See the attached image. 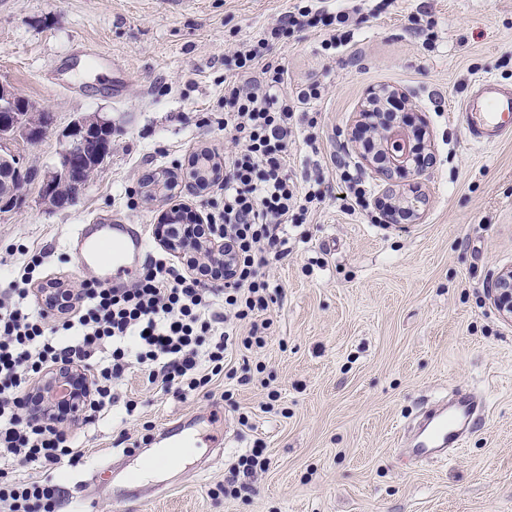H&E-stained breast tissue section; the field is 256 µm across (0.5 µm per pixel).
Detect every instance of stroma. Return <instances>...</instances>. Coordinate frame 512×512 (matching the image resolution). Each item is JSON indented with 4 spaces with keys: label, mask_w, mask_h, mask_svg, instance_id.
Masks as SVG:
<instances>
[{
    "label": "stroma",
    "mask_w": 512,
    "mask_h": 512,
    "mask_svg": "<svg viewBox=\"0 0 512 512\" xmlns=\"http://www.w3.org/2000/svg\"><path fill=\"white\" fill-rule=\"evenodd\" d=\"M289 0H0V84L50 112L35 145L18 143L23 166L46 169L60 135L81 113L111 117L112 152L77 201L55 208L39 183L21 206L0 211V287L17 277L24 244L43 254L41 282L78 287L93 278L68 241L77 225L115 219L141 225L144 259L156 256L159 216L183 202L203 218L223 192L146 199V176L185 173L190 157L223 158L224 55L271 28ZM432 21L433 46L414 19ZM353 42L324 55L319 34L275 45L288 81L326 85L318 154L290 149L293 178L322 176L332 190L309 212L288 258L265 270L280 284L263 347L233 350L235 379L185 397L146 389L138 374L118 387L136 398L69 430L88 456L65 467L58 512H82L77 486L97 512H512V322L489 298L498 272L512 268V139L483 149L467 139L460 106L479 77L512 87V0H363ZM92 44L124 66L128 86L113 98L110 72L79 56ZM406 90L433 133V158L420 179L427 196L418 223L375 224V209L350 216L333 155L357 165L372 196L381 186L347 141L368 89ZM471 388L486 402L463 447L447 459L406 463L397 431L426 402ZM197 415L187 460L127 492L111 491L129 467L144 425L160 430ZM263 442L269 466L238 496L218 493L238 455Z\"/></svg>",
    "instance_id": "stroma-1"
}]
</instances>
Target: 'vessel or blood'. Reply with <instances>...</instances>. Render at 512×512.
Here are the masks:
<instances>
[{"label":"vessel or blood","instance_id":"obj_1","mask_svg":"<svg viewBox=\"0 0 512 512\" xmlns=\"http://www.w3.org/2000/svg\"><path fill=\"white\" fill-rule=\"evenodd\" d=\"M97 64L112 73V93L122 96L126 73L114 56L95 53ZM462 119L471 145L482 148L512 135V88L486 76L474 81L465 96ZM79 263L95 269L104 285L130 280L136 275V261L145 239L141 231L127 224H83L75 231ZM480 401L467 391L430 407L417 424L416 438L409 454L422 462L446 457L459 447L470 432L476 416L482 415Z\"/></svg>","mask_w":512,"mask_h":512}]
</instances>
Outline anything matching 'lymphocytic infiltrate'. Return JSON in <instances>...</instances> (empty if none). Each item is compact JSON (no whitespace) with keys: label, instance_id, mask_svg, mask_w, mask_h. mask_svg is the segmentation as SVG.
<instances>
[{"label":"lymphocytic infiltrate","instance_id":"1","mask_svg":"<svg viewBox=\"0 0 512 512\" xmlns=\"http://www.w3.org/2000/svg\"><path fill=\"white\" fill-rule=\"evenodd\" d=\"M358 11L295 0L275 26L224 60V130L236 149L224 158L219 219L236 256L231 281L210 285L207 264L191 273L161 255L121 288L84 280L77 296L58 297L54 321L28 305L25 289L0 290V512H56L63 489L54 474L84 456L55 425L68 417L65 407L56 406L50 421L29 419L43 406L28 391L30 376L69 361L92 365L91 411L99 414L119 401L115 383L130 370L163 391L187 395L215 377L235 378L225 366L233 346L264 345L268 312L280 293L264 269L288 257L289 227L302 224L328 192L322 178L298 182L288 173L295 140L318 148V120L300 111L323 98L324 86L310 81L289 91L287 69L268 53L310 30L322 34L323 50L347 46Z\"/></svg>","mask_w":512,"mask_h":512}]
</instances>
